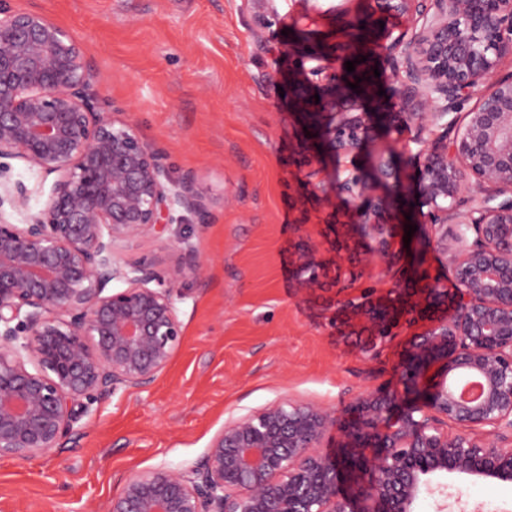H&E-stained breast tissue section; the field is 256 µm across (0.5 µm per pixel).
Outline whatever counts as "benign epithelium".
Returning a JSON list of instances; mask_svg holds the SVG:
<instances>
[{
  "mask_svg": "<svg viewBox=\"0 0 512 512\" xmlns=\"http://www.w3.org/2000/svg\"><path fill=\"white\" fill-rule=\"evenodd\" d=\"M375 12L412 24L370 46L358 36L369 18L355 17L333 51L303 50L310 66L291 88L310 132L296 156L307 184L298 205L305 214L322 200L319 150L355 156L375 115L414 127L408 152L453 290L417 266L402 274L406 253L392 241V228L408 224L402 202L369 196L354 170L338 178L387 287L335 301V324L354 327L368 353L426 323L401 366L403 391L353 402L340 458L320 451L336 417L315 403L283 398L234 417L199 464L130 474L107 512H350L336 475L351 463L356 494L374 500V512H413L430 473L512 482V75L498 74L500 59L512 56V0H376ZM375 56L405 72L394 112L378 95ZM92 78L68 31L0 0V174L3 160L17 159L55 175L25 224L1 208H27V187L0 183V455L23 461L61 447L98 400L151 387L183 341L174 289L205 273L191 248L168 265L118 262L120 245L202 215L208 202L136 125L96 111ZM474 94L475 107L458 119ZM378 169L397 186L391 158ZM329 224L336 251L351 255L349 223L336 213ZM295 277L304 288L336 287L306 243ZM434 367L439 380L428 387ZM474 378L481 394L466 399L460 388Z\"/></svg>",
  "mask_w": 512,
  "mask_h": 512,
  "instance_id": "1",
  "label": "benign epithelium"
}]
</instances>
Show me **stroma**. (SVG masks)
<instances>
[{"instance_id": "obj_1", "label": "stroma", "mask_w": 512, "mask_h": 512, "mask_svg": "<svg viewBox=\"0 0 512 512\" xmlns=\"http://www.w3.org/2000/svg\"><path fill=\"white\" fill-rule=\"evenodd\" d=\"M14 9L45 12L79 39L93 66L99 111L136 123L177 173L194 175L209 199L204 215L123 245L124 262L175 260L192 247L204 279L179 285L184 340L146 392L118 390L90 406L63 448L31 462L0 457V512H106L132 472L160 464L195 466L225 420L282 397L317 403L343 416L361 394L397 389L414 329L376 355L361 353L351 327L330 326L329 292L299 288L294 261L300 242L334 263L333 211L311 210L298 225L294 205L302 171L289 166L307 119L281 88L300 76L295 43L331 42L341 22L373 11L372 0H266L260 26L253 0H10ZM410 132L375 120L356 161L323 154L318 179L335 194L336 178L356 164L372 194L389 189L374 171L382 153L401 172L400 195L414 201L417 164L404 151ZM0 180L23 182L24 210L0 213L26 223L53 184L20 160ZM409 260L445 287L451 275L421 227ZM446 493L420 496L415 512H512V485L458 475Z\"/></svg>"}]
</instances>
